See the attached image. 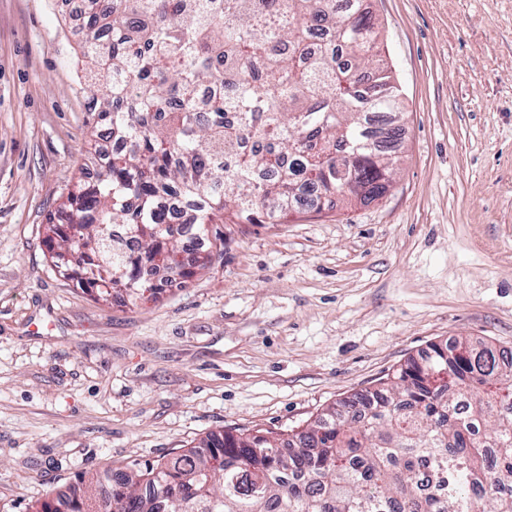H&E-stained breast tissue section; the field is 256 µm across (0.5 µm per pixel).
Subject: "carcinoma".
Segmentation results:
<instances>
[{
	"label": "carcinoma",
	"mask_w": 512,
	"mask_h": 512,
	"mask_svg": "<svg viewBox=\"0 0 512 512\" xmlns=\"http://www.w3.org/2000/svg\"><path fill=\"white\" fill-rule=\"evenodd\" d=\"M345 2L82 0L89 92L124 149L68 194L77 233L50 225L59 273L135 302L155 293L144 270L206 266L210 224L383 197L401 90ZM117 475L81 476L69 512H512V349L456 339L298 434L213 435Z\"/></svg>",
	"instance_id": "cac0c4a2"
}]
</instances>
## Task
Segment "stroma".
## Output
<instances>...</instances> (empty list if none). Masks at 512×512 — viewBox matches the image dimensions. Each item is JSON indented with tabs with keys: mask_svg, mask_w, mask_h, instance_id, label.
Here are the masks:
<instances>
[{
	"mask_svg": "<svg viewBox=\"0 0 512 512\" xmlns=\"http://www.w3.org/2000/svg\"><path fill=\"white\" fill-rule=\"evenodd\" d=\"M404 106L370 204L214 224L137 305L60 276L48 221L100 165L79 18L0 0V512L213 433L299 431L458 337L512 348V0H365Z\"/></svg>",
	"mask_w": 512,
	"mask_h": 512,
	"instance_id": "1",
	"label": "stroma"
}]
</instances>
